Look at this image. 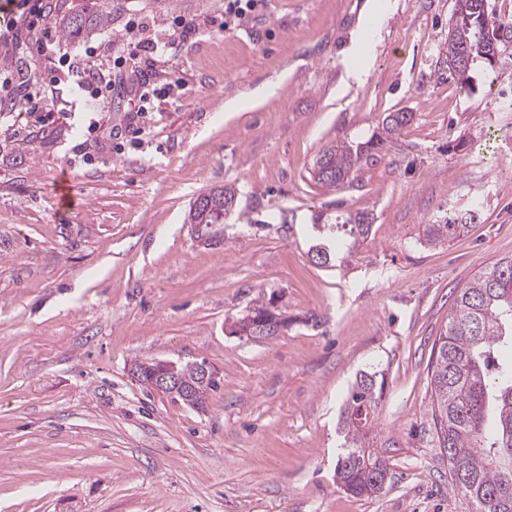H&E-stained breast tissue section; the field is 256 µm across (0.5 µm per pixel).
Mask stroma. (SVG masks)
I'll list each match as a JSON object with an SVG mask.
<instances>
[{"label":"stroma","mask_w":512,"mask_h":512,"mask_svg":"<svg viewBox=\"0 0 512 512\" xmlns=\"http://www.w3.org/2000/svg\"><path fill=\"white\" fill-rule=\"evenodd\" d=\"M454 2L262 0L221 31L224 0H112L108 24L64 42L101 46L108 70L138 23L170 43L154 69L167 94L131 117L120 77L106 112L74 87L52 129L0 121V512H474L432 428L431 360L457 290L512 256V46L471 87L449 78ZM56 3L1 65L48 73L38 45L95 10ZM370 6L383 22L354 82L346 50ZM176 16L197 33L175 35ZM392 112L411 120L352 183L313 179L327 143L367 140ZM219 186L236 203L205 242L186 217ZM475 200L467 233L426 244ZM333 202L374 222L323 267L310 217ZM261 302L287 327L232 334ZM145 359L207 363L220 387L190 408L134 380ZM362 370L385 378L370 437L388 479L370 498L335 474Z\"/></svg>","instance_id":"stroma-1"}]
</instances>
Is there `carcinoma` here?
Listing matches in <instances>:
<instances>
[{"label":"carcinoma","mask_w":512,"mask_h":512,"mask_svg":"<svg viewBox=\"0 0 512 512\" xmlns=\"http://www.w3.org/2000/svg\"><path fill=\"white\" fill-rule=\"evenodd\" d=\"M108 11L94 15L70 16L66 29L78 35L92 23L100 24ZM512 42V16L497 14L490 0H455L448 21V74L465 83L478 66L494 67L501 48ZM410 122L405 112H393L383 122L386 138L366 147L334 142L316 156L313 177L324 182L319 167L330 168L335 186L353 180L369 152L399 134ZM236 192L215 187L198 196L190 206L187 221L208 230L224 223V214L235 204ZM479 202L472 209L455 215L446 224H428L426 240L441 243L461 235L475 217ZM315 228L333 238L350 240L353 251L368 235L373 217L367 211L339 214L318 212ZM308 253L314 263L331 261L327 244L312 245ZM247 315L258 320L252 333L265 339L279 334L286 321L268 305H256ZM187 397L175 399L197 409L204 408L208 395L218 389L212 379L189 377ZM385 381L362 372L350 385L339 419L342 437L336 460V477L343 488L356 496H370L383 489L380 479L387 473L385 459L370 446L372 426ZM430 385L432 422L439 448L448 457L452 483L468 497L475 512H512V257L497 260L460 288L448 315V325L433 346Z\"/></svg>","instance_id":"cac0c4a2"}]
</instances>
